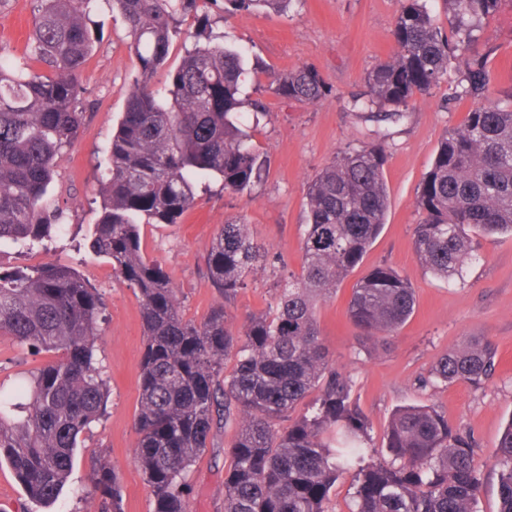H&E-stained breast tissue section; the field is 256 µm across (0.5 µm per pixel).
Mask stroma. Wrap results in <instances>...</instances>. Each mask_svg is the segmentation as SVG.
I'll list each match as a JSON object with an SVG mask.
<instances>
[{"mask_svg": "<svg viewBox=\"0 0 512 512\" xmlns=\"http://www.w3.org/2000/svg\"><path fill=\"white\" fill-rule=\"evenodd\" d=\"M35 6L36 0H0V57L23 53ZM400 6V0H294L284 13L230 16L223 6H210V19L223 23L230 42L263 70L262 76L247 80L244 93L250 101H262L266 111L257 116L247 106L243 117L268 162L267 173L242 196L226 193L217 181L199 189L195 205L180 223L142 225V247L145 256L169 274L184 317L198 320L215 299L206 266L212 241L225 221L242 218L280 262L251 273L247 288L229 307V324L239 329L249 315L274 304L288 276L301 272L306 192L312 177L338 152L371 142L381 145L389 193L386 223L362 264L318 302L321 336L336 368L350 377L353 398L371 420L373 446H381L384 427L397 407L435 406L454 430L476 440L482 482L477 509L498 512L493 454L512 420V237H475V259L464 265L462 277L450 282L427 273L413 251L414 227L420 220L414 206L418 186L441 136L464 122L471 103L449 100L450 85L445 82L429 94L415 96L396 123L373 121L350 105L352 95L363 90L367 72L392 53V29ZM92 27L94 50L79 73L85 124L48 194L50 204L67 208V230L56 236L48 253L0 248V265L15 268L57 259L78 268L99 288L106 309L97 355L109 390L107 413L83 435L68 482L49 508L31 506L10 465L1 464L0 512H89L90 504L79 492L87 486L92 459L98 454L106 455L121 476L124 512L152 508L149 489L133 462L143 352L139 300L115 280L110 263L88 247L99 218L94 171L123 110L135 66L121 14L97 12ZM484 33L495 48L489 66L496 82L512 81V0H502ZM302 65L315 66L332 87L319 104L288 101L267 88L266 70ZM383 263L410 280L416 304L386 349L371 356L358 342L347 307L354 283ZM474 335L490 337L497 346L492 378L479 387L436 381L430 371L438 359ZM51 359L48 353L23 355L12 339L0 335V382L12 383L20 373ZM227 439V434H217L213 447L196 460L190 512H224V472L230 465L223 451Z\"/></svg>", "mask_w": 512, "mask_h": 512, "instance_id": "obj_1", "label": "stroma"}]
</instances>
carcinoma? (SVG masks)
Masks as SVG:
<instances>
[{"mask_svg":"<svg viewBox=\"0 0 512 512\" xmlns=\"http://www.w3.org/2000/svg\"><path fill=\"white\" fill-rule=\"evenodd\" d=\"M216 0H38L33 34L22 56L0 60V244L49 251L67 209L45 197L84 120L78 74L91 56L88 26L102 4L128 25L136 75L96 169L99 219L89 248L108 260L118 282L140 303L144 351L135 416L134 463L152 497V512H189L190 471L236 426L224 454V512H325L336 481L352 477L355 512H477L481 479L475 441L453 430L429 406L397 409L384 429L386 453L370 448L372 425L351 397L347 377L333 366L316 319L319 298L363 261L389 207L384 156L375 144L345 150L307 188L301 274L288 278L274 309L249 316L240 330L227 307L258 266L277 258L238 219L225 222L208 254L217 300L199 322L181 313L169 274L142 250L143 224H176L208 179L244 194L267 172V161L240 122L241 87L258 71L226 43L224 30L201 20L192 32L182 17ZM293 0H224V13H284ZM450 32L426 0H404L396 16L391 56L365 76L354 108L378 121L439 87L449 61L458 63V90L474 106L446 131L415 207L414 254L445 280L461 275L473 256L472 235L512 236V84L496 86L488 62L493 47L483 21L501 0H443ZM184 44L167 83L155 76L173 40ZM276 96L315 105L331 87L313 66L271 75ZM415 294L387 264L352 287L347 315L368 348L393 336L411 316ZM104 312L99 289L75 267L50 261L0 269V335L33 356L57 358L0 386V462L6 461L29 499L58 496L80 437L107 408L97 358ZM497 350L487 336H469L445 353L432 374L447 383H485ZM235 361L224 374V361ZM499 512H512V421L494 452ZM94 512H124L121 477L101 456L89 474Z\"/></svg>","mask_w":512,"mask_h":512,"instance_id":"carcinoma-1","label":"carcinoma"}]
</instances>
